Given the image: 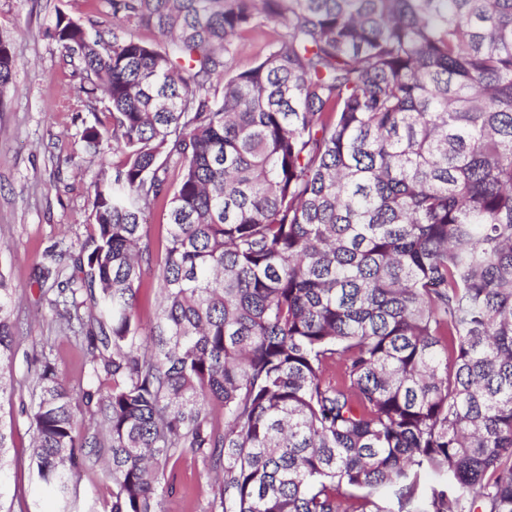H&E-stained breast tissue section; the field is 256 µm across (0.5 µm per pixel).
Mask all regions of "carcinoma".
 I'll use <instances>...</instances> for the list:
<instances>
[{"label":"carcinoma","instance_id":"carcinoma-1","mask_svg":"<svg viewBox=\"0 0 512 512\" xmlns=\"http://www.w3.org/2000/svg\"><path fill=\"white\" fill-rule=\"evenodd\" d=\"M110 3L160 41L59 8L47 27L105 103L85 152L108 132L124 151L71 273L50 253L37 279L88 366L80 425L35 358L32 462L61 512L79 461L107 465L103 512H164L187 454L216 474L211 512H512V0ZM15 67L1 39L0 96ZM12 302L0 273V400ZM278 30L277 26L267 24L246 36L238 45L231 61L232 67L236 70H243L262 58L267 53ZM167 209L162 206L154 207L147 215L145 227L151 242L155 260H160L164 252L167 236Z\"/></svg>","mask_w":512,"mask_h":512}]
</instances>
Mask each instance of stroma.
Returning <instances> with one entry per match:
<instances>
[{
  "instance_id": "1",
  "label": "stroma",
  "mask_w": 512,
  "mask_h": 512,
  "mask_svg": "<svg viewBox=\"0 0 512 512\" xmlns=\"http://www.w3.org/2000/svg\"><path fill=\"white\" fill-rule=\"evenodd\" d=\"M82 22L112 25L108 0H0V39L17 61L12 85L0 96V271L16 297L19 340L11 363L14 388L0 403V423L12 432L5 481L18 512H56L58 502L35 478L31 460L30 404L34 356L49 344L72 394L87 382L83 344L63 337L35 275L47 250L75 251L92 233L88 220L93 183L101 169L122 161L111 136L98 154L81 140L94 113L103 111L83 90L78 62L63 58L46 26L56 8ZM112 493L101 468L81 467L75 477L78 512H95ZM208 477L200 460L184 456L167 470L165 512H210Z\"/></svg>"
}]
</instances>
